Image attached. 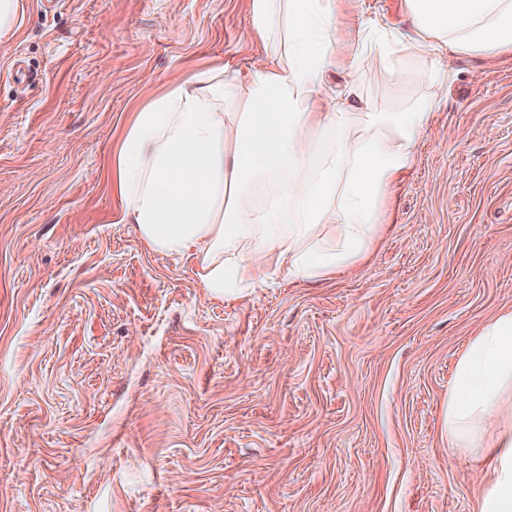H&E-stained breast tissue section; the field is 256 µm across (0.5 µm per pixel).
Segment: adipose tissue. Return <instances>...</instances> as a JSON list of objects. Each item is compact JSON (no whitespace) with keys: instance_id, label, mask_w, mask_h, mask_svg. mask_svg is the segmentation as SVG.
Wrapping results in <instances>:
<instances>
[{"instance_id":"1","label":"adipose tissue","mask_w":512,"mask_h":512,"mask_svg":"<svg viewBox=\"0 0 512 512\" xmlns=\"http://www.w3.org/2000/svg\"><path fill=\"white\" fill-rule=\"evenodd\" d=\"M413 31L360 33L359 57L420 59L430 97L410 112H377L341 68L337 0H250L253 33L272 46L247 71L196 70L152 94L111 159L112 188L140 239L192 259L201 285L241 293L257 277L326 279L372 249L381 205L403 179L438 108V56L512 50V0H405ZM331 225L320 236L322 225ZM512 389V310L459 356L448 393V444L489 459L479 512H512V423L487 434Z\"/></svg>"}]
</instances>
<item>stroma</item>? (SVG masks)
<instances>
[{
	"mask_svg": "<svg viewBox=\"0 0 512 512\" xmlns=\"http://www.w3.org/2000/svg\"><path fill=\"white\" fill-rule=\"evenodd\" d=\"M410 29L404 0H341ZM267 53L248 0H20L0 40V512H477L448 446L456 362L512 310V52L448 53L443 101L369 257L216 296L112 193L132 112ZM378 112L420 62L358 63ZM406 87L405 97L391 93Z\"/></svg>",
	"mask_w": 512,
	"mask_h": 512,
	"instance_id": "1",
	"label": "stroma"
}]
</instances>
